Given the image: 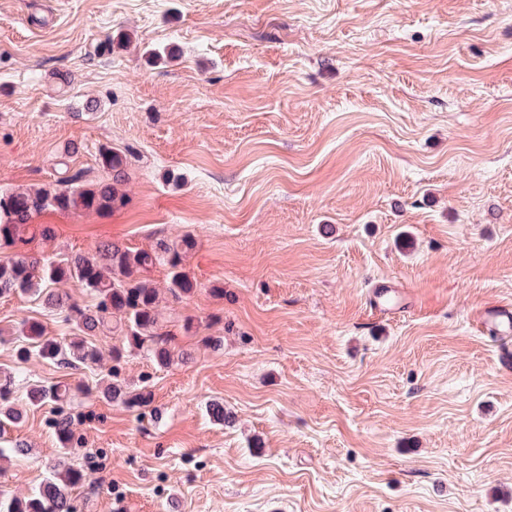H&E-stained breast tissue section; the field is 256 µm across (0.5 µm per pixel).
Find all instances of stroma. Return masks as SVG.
<instances>
[{"mask_svg":"<svg viewBox=\"0 0 512 512\" xmlns=\"http://www.w3.org/2000/svg\"><path fill=\"white\" fill-rule=\"evenodd\" d=\"M103 146L129 205L35 216L43 251L192 234L197 290L164 316L194 357H130L155 415L75 397L64 451L54 404L28 410L1 493L62 456L74 512H512V372L474 321L512 302V0H0V190L107 179ZM381 281L409 308L374 312ZM28 320L74 333L0 297V328ZM95 343L73 369L10 338L0 371L91 384ZM71 424V415L65 412L63 407H60L56 417L52 421L54 433L60 448H71L75 441Z\"/></svg>","mask_w":512,"mask_h":512,"instance_id":"1","label":"stroma"}]
</instances>
